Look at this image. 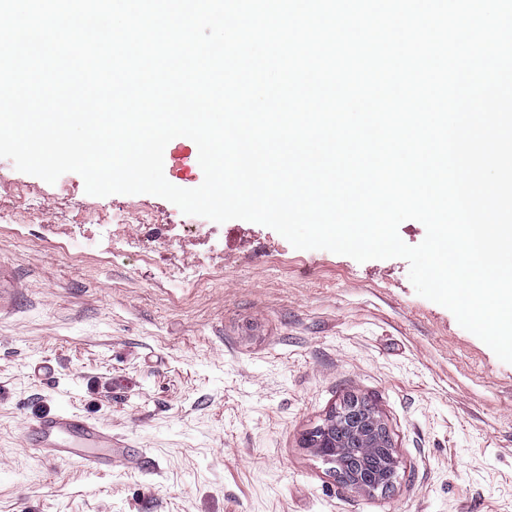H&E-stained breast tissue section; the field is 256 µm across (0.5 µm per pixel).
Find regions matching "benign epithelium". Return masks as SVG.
<instances>
[{"label": "benign epithelium", "instance_id": "1", "mask_svg": "<svg viewBox=\"0 0 512 512\" xmlns=\"http://www.w3.org/2000/svg\"><path fill=\"white\" fill-rule=\"evenodd\" d=\"M361 408V401L353 399L318 426L319 438L314 451L331 460L351 448L364 454L382 455L381 466L366 469L360 466L348 479V486L354 491H382L396 480L400 462L380 417L373 411L363 417L358 413Z\"/></svg>", "mask_w": 512, "mask_h": 512}]
</instances>
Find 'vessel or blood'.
<instances>
[{
  "instance_id": "1",
  "label": "vessel or blood",
  "mask_w": 512,
  "mask_h": 512,
  "mask_svg": "<svg viewBox=\"0 0 512 512\" xmlns=\"http://www.w3.org/2000/svg\"><path fill=\"white\" fill-rule=\"evenodd\" d=\"M31 431L40 445L53 439L69 441L73 446V461L90 471L98 473L112 464L111 456L104 453L105 448L112 445L111 434L79 413L44 416L32 425Z\"/></svg>"
}]
</instances>
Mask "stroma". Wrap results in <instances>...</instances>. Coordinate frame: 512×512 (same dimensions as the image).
I'll return each mask as SVG.
<instances>
[{"label": "stroma", "instance_id": "35a3bbf8", "mask_svg": "<svg viewBox=\"0 0 512 512\" xmlns=\"http://www.w3.org/2000/svg\"><path fill=\"white\" fill-rule=\"evenodd\" d=\"M0 164V512H512V364L418 295L407 260ZM164 174L202 183L191 139ZM350 395L390 432L389 493L302 444ZM72 410L111 431V472L30 446Z\"/></svg>", "mask_w": 512, "mask_h": 512}]
</instances>
